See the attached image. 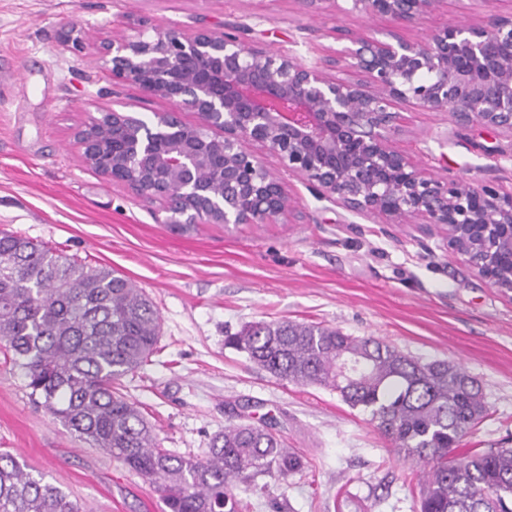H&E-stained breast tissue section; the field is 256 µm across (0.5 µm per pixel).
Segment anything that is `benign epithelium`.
Instances as JSON below:
<instances>
[{"label": "benign epithelium", "mask_w": 512, "mask_h": 512, "mask_svg": "<svg viewBox=\"0 0 512 512\" xmlns=\"http://www.w3.org/2000/svg\"><path fill=\"white\" fill-rule=\"evenodd\" d=\"M310 12L386 17L384 38L345 34L316 65L249 45L231 32L141 29L103 46L112 81L134 82L169 108L147 126L132 112L111 118L112 141L76 134L92 169L158 200L166 224H294L302 212L285 184L246 145H260L288 173L369 220L425 224L493 287L512 291V192L457 176H434L396 149L395 107L447 112L460 128L512 135V13L445 23L422 40L398 27L440 12L447 0H304ZM63 50L83 49L75 23ZM193 112L194 125L182 119Z\"/></svg>", "instance_id": "benign-epithelium-1"}]
</instances>
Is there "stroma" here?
Masks as SVG:
<instances>
[{
    "mask_svg": "<svg viewBox=\"0 0 512 512\" xmlns=\"http://www.w3.org/2000/svg\"><path fill=\"white\" fill-rule=\"evenodd\" d=\"M484 12L480 0H448L447 13L402 34L417 40ZM67 23L85 32L81 53L60 46ZM138 24L237 25L247 43L312 64L332 44L324 29L377 37L391 21L316 16L303 0H0V231L110 267L152 299L157 351L124 378L123 391L163 447L203 454L232 409L277 417L285 445L307 467L269 480L249 512H413L427 471L395 452L367 414L330 389L279 380L224 339L251 322L288 320L373 336L423 362H455L479 381L488 408L467 451L512 438V292L478 276L441 237L317 199L261 147L257 155L305 212L302 223H165L159 201L95 172L75 142L88 100L104 109L126 103L147 119L167 110L139 85L113 83L100 59L113 34ZM400 111L393 145L428 172L512 191L511 136L456 128L445 112ZM1 449L90 512H165L153 485L55 419L0 353Z\"/></svg>",
    "mask_w": 512,
    "mask_h": 512,
    "instance_id": "obj_1",
    "label": "stroma"
}]
</instances>
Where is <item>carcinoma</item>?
Listing matches in <instances>:
<instances>
[{"instance_id":"obj_1","label":"carcinoma","mask_w":512,"mask_h":512,"mask_svg":"<svg viewBox=\"0 0 512 512\" xmlns=\"http://www.w3.org/2000/svg\"><path fill=\"white\" fill-rule=\"evenodd\" d=\"M159 318L149 297L107 267H88L18 233L0 232V344L31 395L94 448L151 483L167 512H247L240 484L285 477L305 463L284 446L278 422L228 420L202 456L160 446L120 391L156 351ZM253 364L293 384L336 391L405 458L428 467L415 512H512V446L456 454L482 421L479 382L453 362L422 363L373 337L288 320L258 321L226 337ZM356 370L344 374L339 359ZM0 512H89L0 451Z\"/></svg>"}]
</instances>
